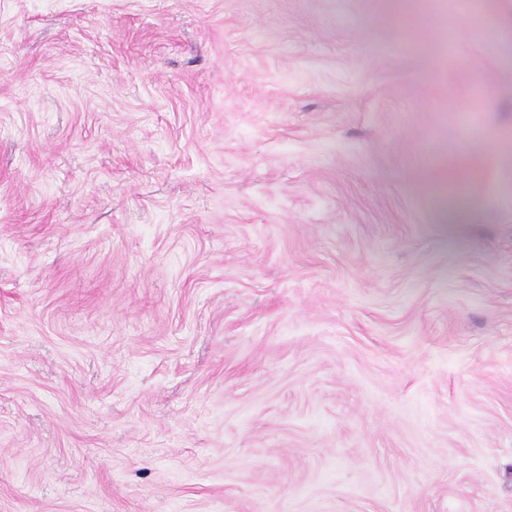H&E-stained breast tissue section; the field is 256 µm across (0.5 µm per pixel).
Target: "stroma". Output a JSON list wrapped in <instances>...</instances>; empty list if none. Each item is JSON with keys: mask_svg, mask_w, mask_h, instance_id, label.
<instances>
[{"mask_svg": "<svg viewBox=\"0 0 512 512\" xmlns=\"http://www.w3.org/2000/svg\"><path fill=\"white\" fill-rule=\"evenodd\" d=\"M0 0V512H512V0Z\"/></svg>", "mask_w": 512, "mask_h": 512, "instance_id": "stroma-1", "label": "stroma"}]
</instances>
